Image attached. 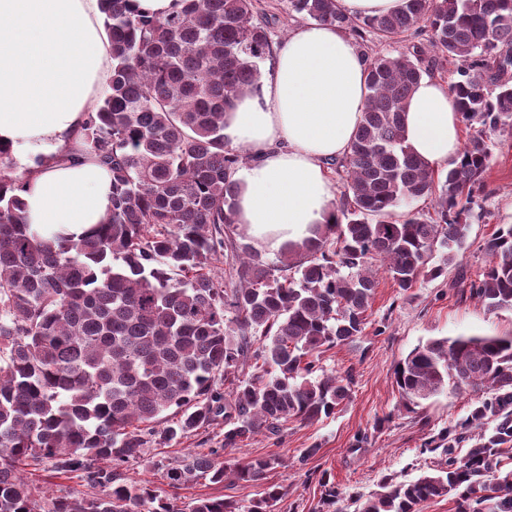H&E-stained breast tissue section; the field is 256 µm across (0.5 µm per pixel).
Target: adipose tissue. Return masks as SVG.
Segmentation results:
<instances>
[{"label":"adipose tissue","mask_w":512,"mask_h":512,"mask_svg":"<svg viewBox=\"0 0 512 512\" xmlns=\"http://www.w3.org/2000/svg\"><path fill=\"white\" fill-rule=\"evenodd\" d=\"M101 19L98 0H0V148L19 163L25 220L45 238L81 236L111 205V173L78 151L111 66ZM366 74L351 38L308 24L277 49L260 96L225 113V135L254 158L239 175L234 222L256 251L275 255L334 223L325 164L350 149ZM405 127L430 170L462 150L456 99L435 79L417 83Z\"/></svg>","instance_id":"obj_1"}]
</instances>
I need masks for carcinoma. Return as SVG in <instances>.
Instances as JSON below:
<instances>
[{"label":"carcinoma","mask_w":512,"mask_h":512,"mask_svg":"<svg viewBox=\"0 0 512 512\" xmlns=\"http://www.w3.org/2000/svg\"><path fill=\"white\" fill-rule=\"evenodd\" d=\"M289 10L360 39L368 90L349 153L331 163L346 174L340 216L282 251L293 262L267 261L226 234L249 156L224 135V114L259 91L273 46L255 0H175L161 17L100 0L112 65L82 148L112 171V207L84 236H38L24 219L22 177L0 153V512H271L282 496L266 485L275 456L220 462L210 448L166 471L172 486L231 476L263 487L247 505L199 497L180 507L118 468L221 416L226 450L335 413L351 378L326 373L317 354L363 334L370 260L406 292L435 252L445 265L459 259L462 201L489 167L491 135L512 127V0H401L363 19L335 0H289ZM424 32L426 44L395 55L366 40ZM450 63L449 92L474 133L437 181L407 145L403 114L414 85ZM429 198L431 213L399 211ZM485 250L473 296L511 311L512 225ZM226 252L230 288L214 273ZM394 380L408 408L449 387L481 396L462 432L439 437L444 465L383 480L355 512H421L449 494L456 512H512V335L432 338L398 362ZM485 423L492 434L458 456L463 430ZM29 460L78 472L99 493L46 498L20 474Z\"/></svg>","instance_id":"cac0c4a2"}]
</instances>
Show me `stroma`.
Wrapping results in <instances>:
<instances>
[{"mask_svg":"<svg viewBox=\"0 0 512 512\" xmlns=\"http://www.w3.org/2000/svg\"><path fill=\"white\" fill-rule=\"evenodd\" d=\"M492 160L469 206L465 250L459 264L445 266L439 276L422 273L415 288L401 292L383 267H376L372 307L362 336L324 350L319 363L327 372L351 376V392L330 417L312 423H290L279 436L260 435L223 458L274 455L281 464L268 474L284 495L274 512H353V499L376 491L384 478L410 480L437 467L440 453L427 451L433 437L463 421L473 398L452 391L407 410L394 382L397 362L432 338L459 335H512V311H487L470 292L489 258L483 244L504 223L512 224V133H496ZM223 425L167 444H155L144 459L125 464V477L148 483L160 494L184 505L198 497L230 498L248 504L261 487L234 480L219 484L201 478L170 487L163 469L178 464L188 452L218 447ZM315 449L303 458L304 449ZM27 475L45 496L82 497L92 490L78 474L48 468ZM335 485L339 498L325 504L322 479Z\"/></svg>","mask_w":512,"mask_h":512,"instance_id":"35a3bbf8","label":"stroma"}]
</instances>
